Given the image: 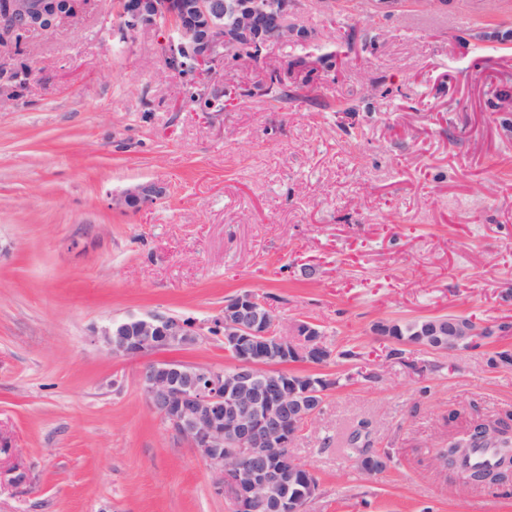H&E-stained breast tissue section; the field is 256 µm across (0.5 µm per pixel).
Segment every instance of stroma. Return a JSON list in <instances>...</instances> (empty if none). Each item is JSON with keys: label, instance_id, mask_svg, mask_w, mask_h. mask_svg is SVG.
Masks as SVG:
<instances>
[{"label": "stroma", "instance_id": "1", "mask_svg": "<svg viewBox=\"0 0 512 512\" xmlns=\"http://www.w3.org/2000/svg\"><path fill=\"white\" fill-rule=\"evenodd\" d=\"M115 11L84 0L52 33L0 39V512H229L148 407L141 360L93 331L191 318L200 342L157 359L229 371L210 325L246 291L334 354L295 447L307 512H512V485L462 486L435 459L512 413V366L489 364L512 334L394 356L373 330L512 322V0H300L288 24L315 38L227 60L215 109L165 72L160 29L122 38ZM142 181L163 196L111 208ZM362 421L382 472L348 444Z\"/></svg>", "mask_w": 512, "mask_h": 512}]
</instances>
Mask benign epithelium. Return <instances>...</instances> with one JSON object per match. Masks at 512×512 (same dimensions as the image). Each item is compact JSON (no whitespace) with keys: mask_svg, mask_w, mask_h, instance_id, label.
I'll return each mask as SVG.
<instances>
[{"mask_svg":"<svg viewBox=\"0 0 512 512\" xmlns=\"http://www.w3.org/2000/svg\"><path fill=\"white\" fill-rule=\"evenodd\" d=\"M75 0H0V30L23 36L49 33L72 12L59 2ZM124 36L163 25L172 32L165 47V70L191 75L201 94L213 100L205 76L242 47L261 54L271 43L303 40L307 33L288 26L290 0H116ZM164 194L155 183H139L112 197L111 207L138 211ZM212 330L224 336L235 366L177 360L143 363L140 386L151 410L167 429L184 437L213 472V490L229 494L231 512H304L314 496L313 474L295 488L301 469L293 452L300 431L320 411L323 380L294 379L290 362L322 367L332 358L312 322H299L296 345L281 334L265 299L246 291L224 303ZM484 332L474 321L436 318L424 330L423 347L450 352ZM113 355L142 359L168 348L196 345L194 321L161 313L131 317L94 330ZM492 441L512 440V421L483 428Z\"/></svg>","mask_w":512,"mask_h":512,"instance_id":"obj_1","label":"benign epithelium"}]
</instances>
